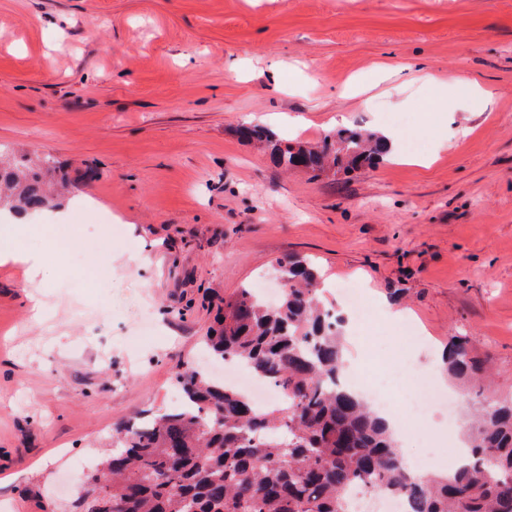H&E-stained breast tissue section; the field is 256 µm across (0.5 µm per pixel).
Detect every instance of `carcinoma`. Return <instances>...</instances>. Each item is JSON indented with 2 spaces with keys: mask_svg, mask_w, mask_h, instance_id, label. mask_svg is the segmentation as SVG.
I'll return each instance as SVG.
<instances>
[{
  "mask_svg": "<svg viewBox=\"0 0 512 512\" xmlns=\"http://www.w3.org/2000/svg\"><path fill=\"white\" fill-rule=\"evenodd\" d=\"M268 145L278 168L321 172L372 167L390 153L373 134L341 130L314 145L280 144L258 125L237 129ZM46 156L0 160V203L49 206ZM277 302L245 286L224 301L206 336L210 355L233 361L282 395L257 408L240 390L201 371L176 372L186 405L118 427L116 446L87 476L78 512H347L352 489L398 498L402 512H512V395L470 423L465 463L417 473L403 463L386 422L340 383L344 319L325 307L317 269L298 256L277 263ZM448 377L482 387L488 357L452 336Z\"/></svg>",
  "mask_w": 512,
  "mask_h": 512,
  "instance_id": "obj_1",
  "label": "carcinoma"
}]
</instances>
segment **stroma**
<instances>
[{
    "instance_id": "1",
    "label": "stroma",
    "mask_w": 512,
    "mask_h": 512,
    "mask_svg": "<svg viewBox=\"0 0 512 512\" xmlns=\"http://www.w3.org/2000/svg\"><path fill=\"white\" fill-rule=\"evenodd\" d=\"M420 69L484 94L423 130ZM243 123L308 143L385 128L430 162L287 172ZM1 153L51 157L70 192L27 243L44 275L0 265V512H70L114 427L173 407L225 299L291 254L332 308L346 283L374 304L355 369L368 338L398 346L390 304L449 396V337L491 356L493 391L410 422L403 456L460 446L465 414L512 394V0H0Z\"/></svg>"
}]
</instances>
